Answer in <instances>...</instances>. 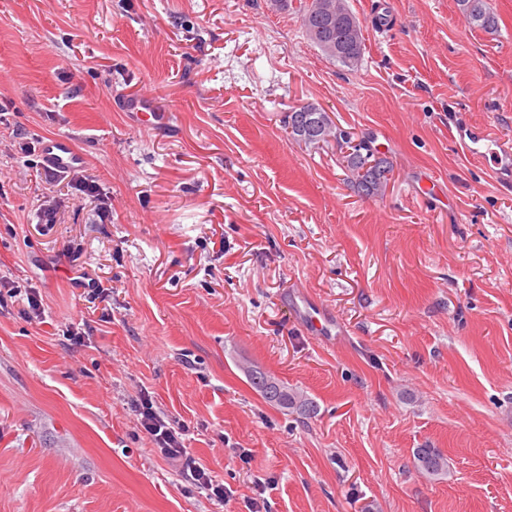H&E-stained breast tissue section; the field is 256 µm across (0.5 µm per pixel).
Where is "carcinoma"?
Wrapping results in <instances>:
<instances>
[{
	"mask_svg": "<svg viewBox=\"0 0 512 512\" xmlns=\"http://www.w3.org/2000/svg\"><path fill=\"white\" fill-rule=\"evenodd\" d=\"M458 2L468 24L488 31L496 28L497 22L487 10L486 0H458ZM313 6L312 2L300 6L308 39L324 55L341 65L352 67L357 64L363 52V41L359 38L353 40L348 35L351 20L354 19L353 14L343 6L322 15L317 23L319 31L315 34L308 24ZM304 109L309 110V116L314 119L316 126L314 134H300L296 129L297 118L302 115ZM285 126L293 139L306 145L328 144L332 140L335 141L341 150L347 180L358 192L366 196H375L386 189L393 171L389 159L379 156L369 140L363 137L354 139L350 132L337 127L329 113L322 107L313 103H304L292 108L285 116ZM250 383L270 404L297 408L303 412H308L312 408V402L309 399L285 390L260 370L250 372ZM414 457L417 468L428 476H437L447 467V459L435 448H417Z\"/></svg>",
	"mask_w": 512,
	"mask_h": 512,
	"instance_id": "cac0c4a2",
	"label": "carcinoma"
}]
</instances>
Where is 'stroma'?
Returning <instances> with one entry per match:
<instances>
[{
	"label": "stroma",
	"instance_id": "35a3bbf8",
	"mask_svg": "<svg viewBox=\"0 0 512 512\" xmlns=\"http://www.w3.org/2000/svg\"><path fill=\"white\" fill-rule=\"evenodd\" d=\"M346 3L354 67L299 0H0V279L41 302L0 295V512H512V0H486L490 33L457 0ZM127 96L167 122L133 125ZM307 102L390 159L384 194L289 136ZM49 136L111 219L37 174ZM67 250L108 294L69 286ZM250 364L313 411L267 403ZM144 393L227 502L159 455ZM425 447L447 473H419ZM314 1L300 5L302 9L303 25L308 39L319 48V50L330 59L346 67H353L361 58L363 52V41L358 36L352 40L348 31L351 20L356 21L353 14L342 4L336 10V0L330 1L334 9L330 14H324L317 23L318 34H314L308 24L313 13Z\"/></svg>",
	"mask_w": 512,
	"mask_h": 512
}]
</instances>
